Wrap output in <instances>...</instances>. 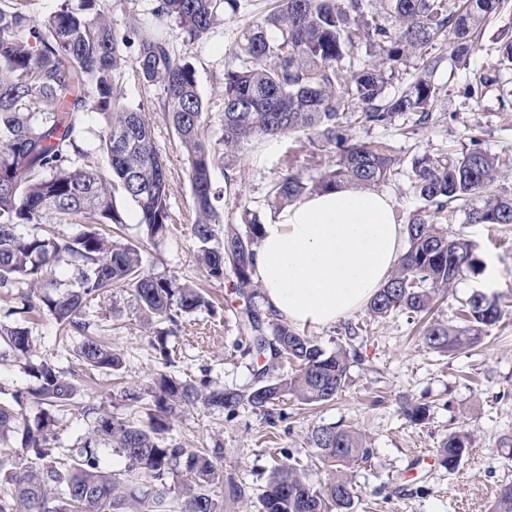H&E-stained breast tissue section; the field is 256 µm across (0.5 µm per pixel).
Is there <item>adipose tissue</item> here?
I'll use <instances>...</instances> for the list:
<instances>
[{"label": "adipose tissue", "instance_id": "obj_1", "mask_svg": "<svg viewBox=\"0 0 512 512\" xmlns=\"http://www.w3.org/2000/svg\"><path fill=\"white\" fill-rule=\"evenodd\" d=\"M405 238L388 193L344 184L301 197L262 226L255 277L274 314L328 326L369 304Z\"/></svg>", "mask_w": 512, "mask_h": 512}]
</instances>
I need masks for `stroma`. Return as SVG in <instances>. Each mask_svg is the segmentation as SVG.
Segmentation results:
<instances>
[{
    "mask_svg": "<svg viewBox=\"0 0 512 512\" xmlns=\"http://www.w3.org/2000/svg\"><path fill=\"white\" fill-rule=\"evenodd\" d=\"M240 14L225 16L210 37L200 44L184 43L178 28L167 31L177 53L194 66L202 97L219 102L224 97V62L236 46L240 31L267 13L273 0H244ZM512 34V0H505L489 23L466 67L454 63L447 46L433 49L440 64L431 76L440 94L432 122L415 127L404 116L386 127H357L355 138L378 140L390 145L400 161L399 172L385 184L395 204L398 219L408 223L422 207L411 177V161L425 154L467 151L472 140L502 160L496 187L512 192V64L500 63L502 36ZM480 85L482 94L468 98V85ZM125 101L143 106L152 118V137L166 162L172 220L166 234L147 238L137 222V207L117 198L126 222L123 238L139 243L145 271L180 282L196 284L215 299L214 310L202 309L182 317L176 333L168 336V360H161L151 344L139 306L127 292L97 298L86 309V319L104 341L118 353L122 366L113 374H97L96 381L80 392L85 402L105 405L113 415L146 421L141 404L125 400V392L146 395L152 376L159 370L179 379H204L212 387L249 390L255 385L254 359L238 346L239 332L233 313L245 305L234 288L235 278L208 279L196 261L197 243L192 234L193 199L187 175L186 156L158 103L162 91L129 79ZM326 147L309 132L288 138L257 139L245 145L238 157L225 160L216 185L226 175L237 178L235 191L226 192L224 221H240L242 207H249L261 222H270L273 210L266 200V187L286 171L304 178L317 176L318 167L330 161ZM442 226L448 232L467 236L477 246L485 264L496 271L492 285L483 276L459 280L447 299L439 301L431 317L458 323L461 305L473 290L494 295L501 320L491 327L481 345L444 357L432 353L421 341L422 319L396 311L373 318L361 310L329 327H307L306 332L325 351L353 347L361 360L352 364L348 385L333 401L311 406L288 398L277 403L271 415L239 407L229 415L217 409L197 407L180 413L172 423V435L188 448H208L225 474L249 486L239 501H225L224 512H260L255 490L284 451H291L308 470L309 481H325L323 469L311 466L312 449L307 436L318 426H351L365 434L372 450L367 463L355 469L361 492L356 512H489L497 491L512 485V448L502 447L512 437V225L469 224L456 205H449ZM36 355L62 371L75 365L72 350L78 337L66 334L55 320L41 316L29 321ZM36 381L13 355L0 356V391L19 394L21 416L34 418L36 405L26 394ZM424 403L423 421L413 422L401 412L402 401ZM472 434L473 448L456 470L441 465L437 450L441 441L456 430Z\"/></svg>",
    "mask_w": 512,
    "mask_h": 512,
    "instance_id": "obj_1",
    "label": "stroma"
}]
</instances>
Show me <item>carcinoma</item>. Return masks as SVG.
I'll use <instances>...</instances> for the list:
<instances>
[{
  "mask_svg": "<svg viewBox=\"0 0 512 512\" xmlns=\"http://www.w3.org/2000/svg\"><path fill=\"white\" fill-rule=\"evenodd\" d=\"M100 2L77 0L40 22L24 0H0V294L39 289V303L22 294V306L82 336L74 360L86 375L119 365L112 347L89 335L85 320L87 305L112 289L130 290L148 325L155 318L176 325L182 315L211 306L197 289L143 271L139 246L112 240V226L126 223L118 195L136 204L150 238L171 221L166 163L149 119L124 103L131 52L140 81L163 89V119L187 156L198 259L215 281L228 271L235 277L237 293L249 300L237 312L238 329L248 352L266 364L254 370L257 384L247 394L209 390L161 371L148 389L155 414L146 423L85 404L88 428L63 453L52 446L51 432L56 413L76 404L80 379L33 358L28 328L0 322V349L25 360L37 381L30 400L39 408L31 425L0 402V512H220L224 490L237 501L246 486L224 477L208 449L186 448L169 436L182 408L200 404L230 416L242 405L265 413L288 395L306 404L329 402L344 391L350 364L361 357L344 346L328 354L288 321L262 317L253 302L259 283L252 264L261 223L244 206L242 227H223L224 191L215 187V168L257 137L310 131L335 156L316 179L289 171L273 180L272 209L344 183L371 189L391 181L398 160L389 146L355 141L351 129L387 127L407 114L417 116L418 126L429 124L438 95L429 74L438 59L428 48L446 43L456 59H466L502 0H377L375 11L364 0H274L240 32L217 104L203 99L194 67L176 55L163 29L177 27L188 44L203 41L242 0H151V24L133 15L121 31ZM360 46L370 61L357 68L348 59ZM413 55L421 74L390 93L399 66ZM81 110L100 118L93 140L80 128ZM214 112L222 135L212 141L205 129ZM97 153L108 158L111 176L94 164ZM499 165V156L481 147L412 160L424 206L406 226V253L367 305L370 316L427 315L460 279L482 273L475 244L438 224L452 202L469 224H512V194L492 189ZM70 224L84 230L70 235L63 230ZM64 264L72 266L74 282L62 290L57 270ZM462 312L460 325H429L424 345L454 355L480 344L501 318L495 298L480 290ZM282 356L298 363L288 378L270 373ZM18 431L19 450L8 447ZM309 440L328 478L314 486L293 455L283 454L258 494L262 512H355L360 494L351 471L369 460L367 440L331 425L314 428ZM473 445L463 430L448 434L438 448L442 465L455 470ZM106 451L126 459L124 472L113 473ZM492 512H512V485L497 492Z\"/></svg>",
  "mask_w": 512,
  "mask_h": 512,
  "instance_id": "1",
  "label": "carcinoma"
}]
</instances>
